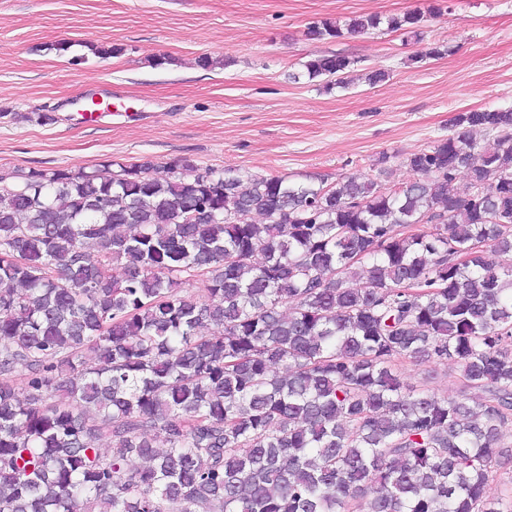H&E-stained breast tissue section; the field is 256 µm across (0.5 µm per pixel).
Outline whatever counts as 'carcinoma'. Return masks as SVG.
I'll return each instance as SVG.
<instances>
[{"label":"carcinoma","mask_w":512,"mask_h":512,"mask_svg":"<svg viewBox=\"0 0 512 512\" xmlns=\"http://www.w3.org/2000/svg\"><path fill=\"white\" fill-rule=\"evenodd\" d=\"M455 125L389 187L189 157L0 175V512H512L486 497L512 464V109ZM400 372L407 385L418 389L426 387L441 394L454 396L461 386L459 369L450 363L448 366H427L406 362L400 368Z\"/></svg>","instance_id":"1"}]
</instances>
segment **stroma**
<instances>
[{
    "instance_id": "1",
    "label": "stroma",
    "mask_w": 512,
    "mask_h": 512,
    "mask_svg": "<svg viewBox=\"0 0 512 512\" xmlns=\"http://www.w3.org/2000/svg\"><path fill=\"white\" fill-rule=\"evenodd\" d=\"M424 13L422 41L387 29L312 41L314 21ZM69 43L66 52L58 43ZM444 55L424 58L429 44ZM117 44L121 54L91 48ZM355 59L348 87L308 81L317 55ZM208 55L217 66L200 68ZM381 68L386 80L364 75ZM512 107V0H0V172L92 168L173 158L336 182L412 179L406 157L455 133L472 109ZM59 114L42 126L31 112ZM403 381L456 395V365L404 363Z\"/></svg>"
}]
</instances>
